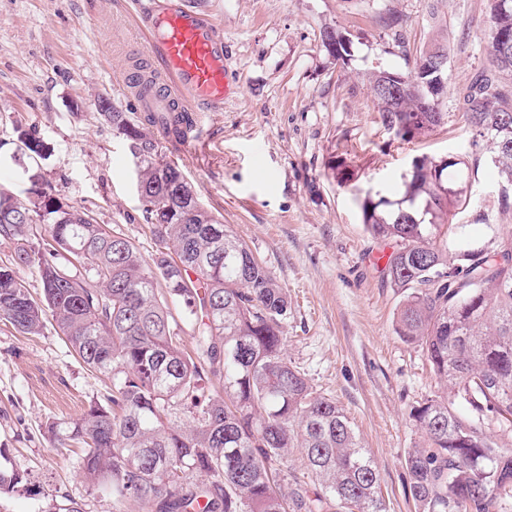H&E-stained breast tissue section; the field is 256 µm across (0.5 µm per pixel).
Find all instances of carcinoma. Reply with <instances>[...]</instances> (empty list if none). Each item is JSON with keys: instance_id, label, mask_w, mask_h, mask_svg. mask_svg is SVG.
I'll use <instances>...</instances> for the list:
<instances>
[{"instance_id": "carcinoma-1", "label": "carcinoma", "mask_w": 512, "mask_h": 512, "mask_svg": "<svg viewBox=\"0 0 512 512\" xmlns=\"http://www.w3.org/2000/svg\"><path fill=\"white\" fill-rule=\"evenodd\" d=\"M488 30L492 69L472 79L462 109L512 187V91L497 76L512 72V0H491ZM322 43L338 60L350 56L338 31L324 30ZM444 51L423 47L405 72L370 73L377 111L403 140L443 121L420 72ZM397 78L396 93L382 91ZM99 107L140 160L136 191L158 245L151 259L37 180L25 204L0 188V237L14 244L0 264V320L34 336L52 321L109 380L103 399L47 425L51 441L82 445L84 481L141 512H385L378 467L345 409L316 394L285 354L287 290L201 205L182 170L158 160L157 117L129 118L103 97ZM18 141L21 154L42 155L29 132L18 130ZM463 165L452 154L417 160L399 202L367 195L361 204L366 230L394 243L384 274L405 292L395 330L423 348L452 395L411 412L425 439L404 460L419 512H499L512 499V448L485 433L512 428V226L496 248L448 258L437 230L470 202ZM34 261L39 300L16 273ZM295 450L307 479L285 492L278 482ZM27 486L26 473L0 471V490Z\"/></svg>"}]
</instances>
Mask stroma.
Here are the masks:
<instances>
[{"mask_svg":"<svg viewBox=\"0 0 512 512\" xmlns=\"http://www.w3.org/2000/svg\"><path fill=\"white\" fill-rule=\"evenodd\" d=\"M137 0H0V188L27 199L31 175L63 204L123 234L151 258L157 245L134 188L128 142L101 113L136 106L128 80L155 72ZM215 11L235 97L213 106L196 142L156 132L163 161L177 165L200 203L265 262L288 290L285 352L314 389L351 418L380 473L387 512H417L404 459L423 443L411 409L440 394L418 344L395 331L404 295L383 274L391 245L365 229L366 195L401 196L414 160L450 154L467 163L470 204L445 226L449 255L495 248L512 210L490 145L476 138L457 94L489 68L490 0H191ZM406 21L407 48H448L446 123L401 141L372 98L373 68L404 71L408 58L386 26ZM351 41L339 62L323 29ZM45 143L41 158L17 152V131ZM344 160L353 178L338 181ZM103 383L53 326L31 337L0 322V468L26 472L31 493L0 490V512H47L68 498L85 512H139L79 475L80 448L50 441L46 425L80 414Z\"/></svg>","mask_w":512,"mask_h":512,"instance_id":"35a3bbf8","label":"stroma"}]
</instances>
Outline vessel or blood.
Instances as JSON below:
<instances>
[{"label":"vessel or blood","mask_w":512,"mask_h":512,"mask_svg":"<svg viewBox=\"0 0 512 512\" xmlns=\"http://www.w3.org/2000/svg\"><path fill=\"white\" fill-rule=\"evenodd\" d=\"M214 19L184 0H153L149 54L159 64L154 84L135 91L162 112H181L190 128L202 125L211 105L232 97L237 76L225 62Z\"/></svg>","instance_id":"obj_1"}]
</instances>
